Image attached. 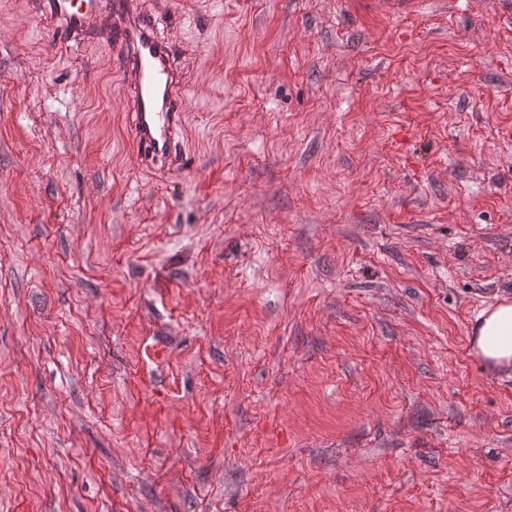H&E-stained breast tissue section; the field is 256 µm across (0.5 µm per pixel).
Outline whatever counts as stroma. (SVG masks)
Listing matches in <instances>:
<instances>
[{
    "label": "stroma",
    "instance_id": "stroma-1",
    "mask_svg": "<svg viewBox=\"0 0 512 512\" xmlns=\"http://www.w3.org/2000/svg\"><path fill=\"white\" fill-rule=\"evenodd\" d=\"M116 49L0 0V512H512V0H142ZM33 0L47 6L65 37L94 32L121 56L124 96L133 114L132 130L141 158L160 168L184 158L177 134L183 126V60L153 34L152 15L130 0ZM471 342L473 353L489 366L512 362V304L507 300L484 309L478 316Z\"/></svg>",
    "mask_w": 512,
    "mask_h": 512
}]
</instances>
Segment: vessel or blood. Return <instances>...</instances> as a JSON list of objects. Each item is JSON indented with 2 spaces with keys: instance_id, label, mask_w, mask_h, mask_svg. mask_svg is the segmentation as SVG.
Here are the masks:
<instances>
[{
  "instance_id": "b4317fda",
  "label": "vessel or blood",
  "mask_w": 512,
  "mask_h": 512,
  "mask_svg": "<svg viewBox=\"0 0 512 512\" xmlns=\"http://www.w3.org/2000/svg\"><path fill=\"white\" fill-rule=\"evenodd\" d=\"M48 7L69 38L95 33L121 56L124 96L133 114L132 130L141 157L160 167L182 165L177 134L183 126V61L153 33L151 14L134 0H33Z\"/></svg>"
}]
</instances>
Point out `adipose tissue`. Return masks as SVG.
<instances>
[{
	"instance_id": "obj_1",
	"label": "adipose tissue",
	"mask_w": 512,
	"mask_h": 512,
	"mask_svg": "<svg viewBox=\"0 0 512 512\" xmlns=\"http://www.w3.org/2000/svg\"><path fill=\"white\" fill-rule=\"evenodd\" d=\"M471 349L487 365L512 363V303L502 301L479 314Z\"/></svg>"
}]
</instances>
